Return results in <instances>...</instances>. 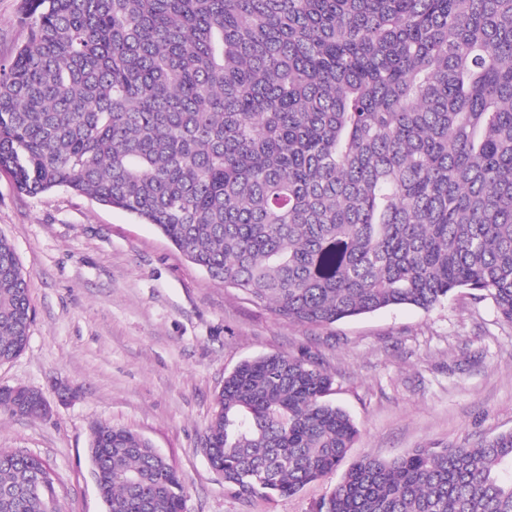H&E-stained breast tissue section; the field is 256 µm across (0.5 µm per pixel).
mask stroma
<instances>
[{
  "mask_svg": "<svg viewBox=\"0 0 512 512\" xmlns=\"http://www.w3.org/2000/svg\"><path fill=\"white\" fill-rule=\"evenodd\" d=\"M19 0H0V59L25 40ZM0 235L27 273L34 321L0 387L43 393L46 416L0 419V448L50 466L62 512H107L91 473L92 427L146 439L177 469L186 512H313L359 457L473 446L512 431V325L456 293L328 327L291 323L188 262L152 225L85 196L20 194L0 173ZM273 353L312 357L359 435L336 471L291 496L239 499L201 436L224 378Z\"/></svg>",
  "mask_w": 512,
  "mask_h": 512,
  "instance_id": "1",
  "label": "stroma"
}]
</instances>
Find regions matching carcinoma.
I'll use <instances>...</instances> for the list:
<instances>
[{"instance_id": "carcinoma-1", "label": "carcinoma", "mask_w": 512, "mask_h": 512, "mask_svg": "<svg viewBox=\"0 0 512 512\" xmlns=\"http://www.w3.org/2000/svg\"><path fill=\"white\" fill-rule=\"evenodd\" d=\"M0 61V172L153 225L212 280L290 321L430 311L466 289L512 324V0H21ZM33 322L0 236V362ZM308 356L224 378L203 438L224 490L293 495L358 429ZM0 389V415L41 416ZM108 512H184L142 435L99 422ZM0 512H61L39 457L0 448ZM315 512H512V431L365 455Z\"/></svg>"}]
</instances>
